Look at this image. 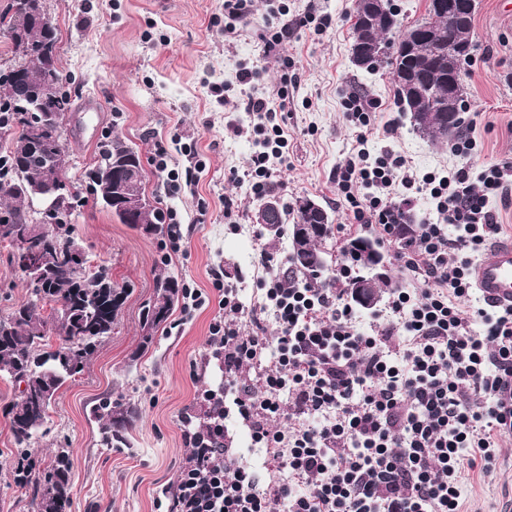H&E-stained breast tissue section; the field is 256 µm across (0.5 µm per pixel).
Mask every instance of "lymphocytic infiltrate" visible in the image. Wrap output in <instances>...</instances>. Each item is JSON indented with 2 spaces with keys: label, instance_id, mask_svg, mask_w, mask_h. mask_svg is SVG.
<instances>
[{
  "label": "lymphocytic infiltrate",
  "instance_id": "obj_1",
  "mask_svg": "<svg viewBox=\"0 0 512 512\" xmlns=\"http://www.w3.org/2000/svg\"><path fill=\"white\" fill-rule=\"evenodd\" d=\"M246 108L256 122L244 176L261 194L287 142L267 98ZM417 184L435 202L420 224L399 197ZM336 187L355 227L393 245L414 293L391 289L365 333L345 289L275 276L252 323L269 312L280 331L247 336L240 290L213 268L221 315L207 344L224 374L201 393L207 422L181 419L190 455L162 490L167 512H461L462 462L491 464L512 441V306L476 303L470 276L501 232L488 199L512 188V163L418 181L402 156L361 148L337 167ZM232 411L277 463L268 485L229 454Z\"/></svg>",
  "mask_w": 512,
  "mask_h": 512
}]
</instances>
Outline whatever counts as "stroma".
Wrapping results in <instances>:
<instances>
[{"instance_id": "obj_1", "label": "stroma", "mask_w": 512, "mask_h": 512, "mask_svg": "<svg viewBox=\"0 0 512 512\" xmlns=\"http://www.w3.org/2000/svg\"><path fill=\"white\" fill-rule=\"evenodd\" d=\"M45 6L59 30L58 67L73 102L62 129L69 145L65 175L82 200L72 217L75 238L91 263L106 267L128 294L111 336L57 395L29 467L39 476L56 449H68L69 512H156L161 489L190 454L181 417L204 421L207 407L197 394L221 375L206 346L218 314L210 269L219 265L229 276H242L244 300L253 306L262 297L261 281L277 272L261 265L260 252L282 262L290 248L287 238L261 233L255 221L261 197L249 181L232 177L247 168L252 152L248 98L274 102L280 86H287L277 122L288 144L268 192L287 207L305 196L325 205L336 224L327 249L335 251L351 238L335 181L337 166L357 145L342 106L348 93L375 106L364 131L370 155L391 150L417 176L512 162V0H478L475 49L465 66L462 118L471 124L473 141L465 159L413 132L388 69L352 65L353 0H252L247 22L231 34L224 30V0H45ZM274 6L293 15H326L331 24L298 30L271 51L266 41L276 26ZM244 67L255 74L246 84L237 79ZM237 127L242 136H234ZM115 135L141 152L149 197L189 226L178 252H169L166 238L118 223L97 204L87 173L100 144ZM159 144L167 149L169 169L183 171L191 151L203 163L178 195L166 194L154 166ZM228 198L234 201L229 216ZM164 270L208 301L180 329H158L143 351L141 311ZM109 394L123 395L139 411L131 447L100 442L91 409ZM16 395L14 385L0 378V512H27L31 492L15 477L19 458L4 413ZM463 485V512H512V446L502 449L491 470L464 465Z\"/></svg>"}]
</instances>
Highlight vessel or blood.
Returning a JSON list of instances; mask_svg holds the SVG:
<instances>
[{
    "mask_svg": "<svg viewBox=\"0 0 512 512\" xmlns=\"http://www.w3.org/2000/svg\"><path fill=\"white\" fill-rule=\"evenodd\" d=\"M471 275L481 297L492 304L512 305V244H491L473 264Z\"/></svg>",
    "mask_w": 512,
    "mask_h": 512,
    "instance_id": "obj_1",
    "label": "vessel or blood"
}]
</instances>
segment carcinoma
<instances>
[{"label": "carcinoma", "instance_id": "carcinoma-1", "mask_svg": "<svg viewBox=\"0 0 512 512\" xmlns=\"http://www.w3.org/2000/svg\"><path fill=\"white\" fill-rule=\"evenodd\" d=\"M31 0H14L11 11L0 14V30L22 24L29 40L58 42L53 18L46 14L38 19L29 13ZM371 0H354L355 17L367 15L372 23L353 25L352 45H362L370 69L384 64L390 68L403 109L410 113L414 129L434 140H456L462 130L464 104L462 68L456 62L459 51H471L474 43V15L470 0H458V13L448 15L429 0L426 15L405 30L397 40L388 34L398 27L391 0L383 8L369 12ZM412 43L414 51L405 52ZM454 71L457 94L448 101V71ZM23 102L28 88L15 79L0 80V97ZM13 128L11 145L0 153V170L13 171L11 181L0 182V221L12 224L20 232L31 233L29 248L42 265L40 279L29 268L17 266L26 279L29 297L0 317V376L7 377L18 390V398L5 409L10 432L18 451L28 454L29 447L43 434L49 411L59 391L84 370L112 327L126 298V291L112 287V295L103 292L102 283L109 279L101 266L78 269L71 264L66 242L74 240L69 224H39L32 215L35 198L30 188L35 175L27 155V130L11 117L0 113V129ZM140 162V151L116 135L102 143L99 160L90 170L93 192L100 194L111 186V177ZM135 227L148 234L167 232L166 215L156 205L140 214ZM268 228L288 230L291 251L286 259V277L299 275L318 286L335 284L336 275L329 271L325 245L333 233V224L318 223L317 215L301 206L292 212L278 207L274 223ZM339 265L346 266V284L365 278V257L341 251ZM370 295L367 308L381 301L389 283L366 278ZM184 284L171 274L157 279L158 301L148 302L142 310V324L155 329L167 323L182 297ZM98 423L100 442L106 446L128 444V431L137 418L135 407L121 399L106 398L92 409ZM72 488L69 451L57 449L47 471L32 485L31 512H67Z\"/></svg>", "mask_w": 512, "mask_h": 512}]
</instances>
